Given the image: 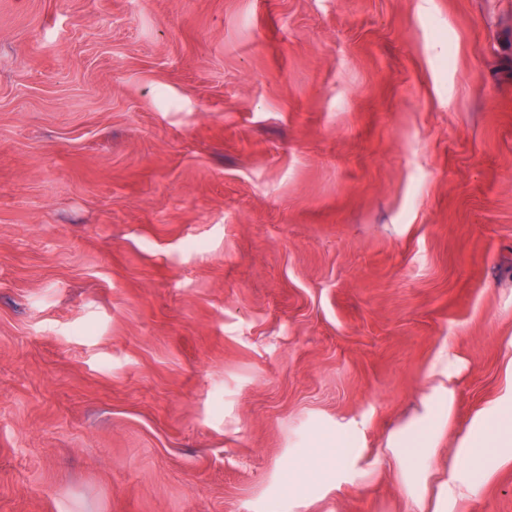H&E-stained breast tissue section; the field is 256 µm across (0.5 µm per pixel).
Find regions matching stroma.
I'll return each instance as SVG.
<instances>
[{
	"label": "stroma",
	"mask_w": 512,
	"mask_h": 512,
	"mask_svg": "<svg viewBox=\"0 0 512 512\" xmlns=\"http://www.w3.org/2000/svg\"><path fill=\"white\" fill-rule=\"evenodd\" d=\"M511 384L512 0H0V512H420ZM455 405L453 390L436 388L423 412L393 437L394 459L413 474H421L433 442L450 423ZM355 450L356 448H352L349 443L338 441L333 451L323 457L316 456L314 460L320 466L336 467L338 471H348L350 461L355 456Z\"/></svg>",
	"instance_id": "obj_1"
}]
</instances>
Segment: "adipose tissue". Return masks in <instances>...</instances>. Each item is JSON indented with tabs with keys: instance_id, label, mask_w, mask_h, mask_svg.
Returning <instances> with one entry per match:
<instances>
[{
	"instance_id": "ef3b65f1",
	"label": "adipose tissue",
	"mask_w": 512,
	"mask_h": 512,
	"mask_svg": "<svg viewBox=\"0 0 512 512\" xmlns=\"http://www.w3.org/2000/svg\"><path fill=\"white\" fill-rule=\"evenodd\" d=\"M455 393L446 387L434 390L423 412L393 438L394 458L411 473L421 474L433 442L450 423ZM512 461V391L472 419L457 449V461L441 487L443 501L474 488L490 460Z\"/></svg>"
}]
</instances>
